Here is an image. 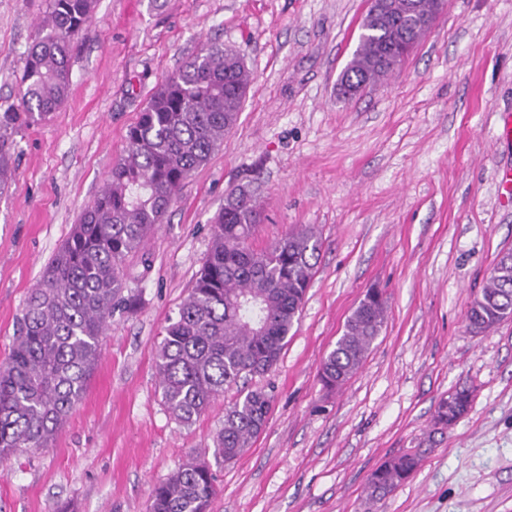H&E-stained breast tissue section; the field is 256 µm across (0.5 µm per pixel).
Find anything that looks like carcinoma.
I'll list each match as a JSON object with an SVG mask.
<instances>
[{
	"label": "carcinoma",
	"mask_w": 512,
	"mask_h": 512,
	"mask_svg": "<svg viewBox=\"0 0 512 512\" xmlns=\"http://www.w3.org/2000/svg\"><path fill=\"white\" fill-rule=\"evenodd\" d=\"M97 0H49V11L28 47L21 77L22 107L0 114V193L14 180L11 135L58 109L71 88V43ZM436 0H386L367 11L358 45L339 79L354 96L386 78L406 44L430 30L419 19L435 15ZM249 78L242 59L224 45H205L168 75L126 134V155L43 268L30 293L9 361L0 366V460L54 441L81 401L100 356V338L113 313L135 310L126 260L143 253L186 180L205 165L236 125ZM261 222L253 193L238 187L215 215L211 245L187 299L169 320L156 354L162 397L174 419L192 425L224 391L238 396L224 409L213 437L215 457L230 463L263 431L274 395L240 384L278 363L298 321L321 239L301 226L266 248L251 239ZM382 291L369 289L323 358L319 382L338 390L361 368L386 320ZM512 319V250L502 254L471 302L468 326L485 333ZM474 389L456 385L440 399L428 442L469 411ZM422 461L404 452L370 474L369 499L385 498L408 481ZM216 494L210 467L190 457L155 485L148 512H210Z\"/></svg>",
	"instance_id": "cac0c4a2"
}]
</instances>
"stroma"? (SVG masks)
<instances>
[{
  "label": "stroma",
  "instance_id": "1",
  "mask_svg": "<svg viewBox=\"0 0 512 512\" xmlns=\"http://www.w3.org/2000/svg\"><path fill=\"white\" fill-rule=\"evenodd\" d=\"M49 0H0V113L22 103L26 50ZM368 0H97L74 37L71 91L14 136L0 194V364L25 299L126 151L161 81L207 42L244 59L249 89L223 147L195 170L130 257L135 313L115 312L85 395L55 441L0 464V512H146L188 457L216 476L211 512H512V319L473 333L467 311L512 249V0H446L384 80L351 99L337 81ZM256 189L263 249L308 224L314 276L278 364L248 386L274 393L264 430L235 462L213 456L227 390L191 426L159 388L156 352L211 243L226 193ZM371 288L386 323L342 389L318 371ZM474 386L467 415L414 477L379 501L367 478L426 438L438 399Z\"/></svg>",
  "mask_w": 512,
  "mask_h": 512
}]
</instances>
